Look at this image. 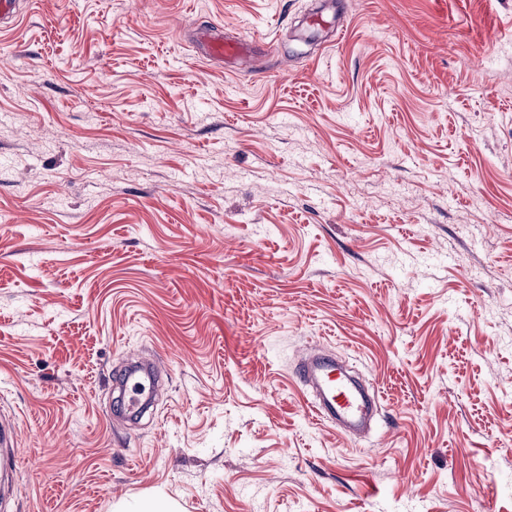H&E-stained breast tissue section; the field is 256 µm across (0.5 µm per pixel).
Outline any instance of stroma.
<instances>
[{
  "label": "stroma",
  "instance_id": "stroma-1",
  "mask_svg": "<svg viewBox=\"0 0 512 512\" xmlns=\"http://www.w3.org/2000/svg\"><path fill=\"white\" fill-rule=\"evenodd\" d=\"M207 23L271 47L225 74ZM314 344L377 389L368 435L314 413ZM131 354L168 368L136 427L107 408ZM508 385L512 0H27L0 28L5 512H512Z\"/></svg>",
  "mask_w": 512,
  "mask_h": 512
}]
</instances>
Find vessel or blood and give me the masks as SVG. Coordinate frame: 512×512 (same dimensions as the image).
Masks as SVG:
<instances>
[{
    "mask_svg": "<svg viewBox=\"0 0 512 512\" xmlns=\"http://www.w3.org/2000/svg\"><path fill=\"white\" fill-rule=\"evenodd\" d=\"M195 43L203 59L234 71L256 56L261 41L253 36H229L223 27L208 25L196 30ZM298 370L304 384L316 393L312 407L318 415L349 430L364 425L371 413V400L362 388L337 376V363L329 350L319 347L308 352ZM161 376L153 359L129 362L115 374L114 386L120 392L122 414L130 418L139 416L151 403Z\"/></svg>",
    "mask_w": 512,
    "mask_h": 512,
    "instance_id": "1",
    "label": "vessel or blood"
}]
</instances>
